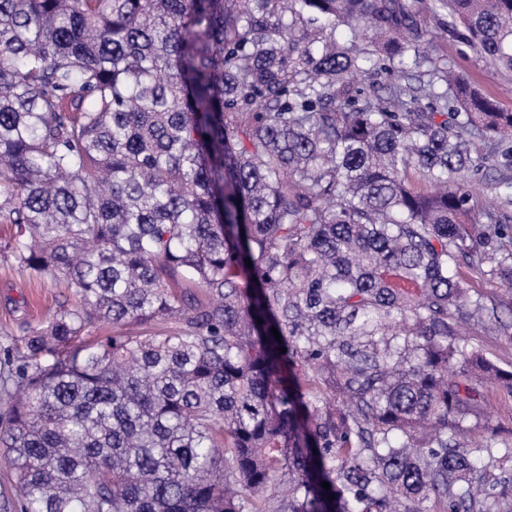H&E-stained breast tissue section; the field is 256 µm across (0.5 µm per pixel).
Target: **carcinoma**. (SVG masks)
Segmentation results:
<instances>
[{"mask_svg": "<svg viewBox=\"0 0 512 512\" xmlns=\"http://www.w3.org/2000/svg\"><path fill=\"white\" fill-rule=\"evenodd\" d=\"M444 11L512 72V0H0V253L77 298L0 347V512H512V112ZM438 54L448 59V67L459 71L474 86L497 99L501 108L512 111V73L491 65L477 49L456 41L443 28L432 30ZM499 172L496 171H489L486 175V177L478 176L476 179V176H470L468 177L465 185L467 186V189H471L476 198L479 201H497V204L501 207L502 206V200L498 199L497 196H499L496 191L494 190L495 187V180L498 178ZM472 328L470 336H467L470 342L482 346L487 355L497 361L502 368L511 370L512 341L505 336L487 335L475 326ZM488 400L487 411L492 423L498 424L505 431L512 430V394L494 390Z\"/></svg>", "mask_w": 512, "mask_h": 512, "instance_id": "1", "label": "carcinoma"}]
</instances>
